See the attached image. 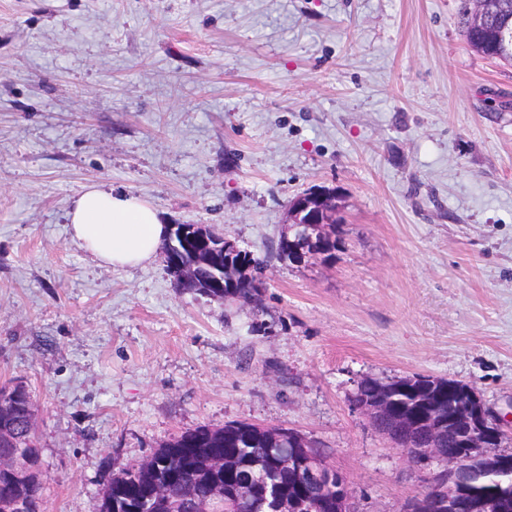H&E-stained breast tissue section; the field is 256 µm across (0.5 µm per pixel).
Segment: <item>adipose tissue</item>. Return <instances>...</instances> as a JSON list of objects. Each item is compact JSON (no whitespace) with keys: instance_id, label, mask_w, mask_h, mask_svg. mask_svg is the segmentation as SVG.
Masks as SVG:
<instances>
[{"instance_id":"obj_1","label":"adipose tissue","mask_w":512,"mask_h":512,"mask_svg":"<svg viewBox=\"0 0 512 512\" xmlns=\"http://www.w3.org/2000/svg\"><path fill=\"white\" fill-rule=\"evenodd\" d=\"M67 219L71 239L106 267H136L151 260L168 234L154 207L106 184L75 197Z\"/></svg>"}]
</instances>
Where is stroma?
Returning a JSON list of instances; mask_svg holds the SVG:
<instances>
[{
    "instance_id": "obj_1",
    "label": "stroma",
    "mask_w": 512,
    "mask_h": 512,
    "mask_svg": "<svg viewBox=\"0 0 512 512\" xmlns=\"http://www.w3.org/2000/svg\"><path fill=\"white\" fill-rule=\"evenodd\" d=\"M461 6L0 0V385L36 399L44 512H100L113 473L232 422L320 440L356 512H401L424 484L357 381L512 409V63ZM98 183L260 257L323 187L341 249L272 261L255 314L160 255L98 265L66 221Z\"/></svg>"
}]
</instances>
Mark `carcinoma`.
Instances as JSON below:
<instances>
[{
  "label": "carcinoma",
  "mask_w": 512,
  "mask_h": 512,
  "mask_svg": "<svg viewBox=\"0 0 512 512\" xmlns=\"http://www.w3.org/2000/svg\"><path fill=\"white\" fill-rule=\"evenodd\" d=\"M180 261L193 270L192 281L182 290L251 303L258 307L253 285L263 277L267 260L244 252L250 278L234 288H211L213 268L224 265V253H200L195 240L182 245ZM464 385L429 376L402 377L387 383L375 378L361 379L355 392V406L368 405L387 391L395 398L396 413L377 420L374 428L406 449L427 442L426 427H438L437 439L449 452L460 450L455 435L448 431V404L465 407ZM35 400L21 383L0 386V454L25 449L29 460L23 475L0 470V512H43L44 481L39 468V448L34 432ZM280 428H265L248 422L229 423L221 428L200 426L158 445L149 460L130 465L112 476L102 498L101 512H170L157 491L167 479L176 480L180 512H227L226 501L246 494L254 512H269L265 485L280 486L286 497H300L315 512H336V491L305 483L283 464L287 459ZM485 487L496 492L487 512H512V473H497L484 479ZM224 497L215 496L216 486Z\"/></svg>",
  "instance_id": "1"
}]
</instances>
